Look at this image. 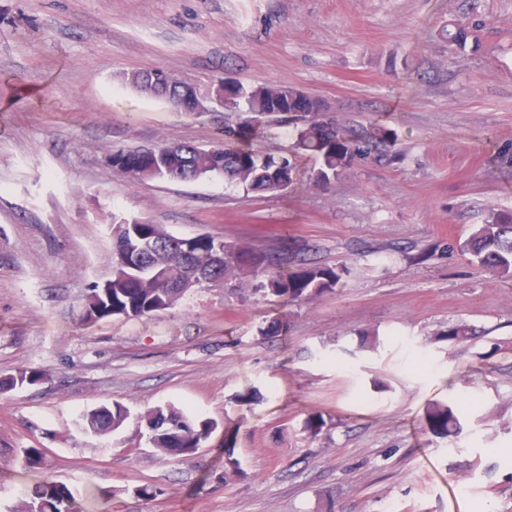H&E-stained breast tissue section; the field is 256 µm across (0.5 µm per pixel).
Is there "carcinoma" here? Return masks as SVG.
Masks as SVG:
<instances>
[{"label": "carcinoma", "mask_w": 512, "mask_h": 512, "mask_svg": "<svg viewBox=\"0 0 512 512\" xmlns=\"http://www.w3.org/2000/svg\"><path fill=\"white\" fill-rule=\"evenodd\" d=\"M448 43L460 48L469 37L468 24H448ZM299 89L286 83L246 87L240 82L224 84V106L247 114L237 126H224V143L202 148L189 144L166 145L145 150L118 149L112 152V169L137 183L145 180L186 182L211 174L252 192L280 194L294 181L298 159L315 161L311 179L317 186L350 169L357 161L370 159L390 166L398 158L395 134L375 122L365 130L339 123L327 112L321 99L297 111L294 99ZM272 118L294 128L291 157H275L242 145L262 122ZM158 224H140L123 216H112V278L105 288L94 287L84 304V318L92 323L122 317L138 320L173 307L187 292L216 283L231 274H264L249 282V290L262 298L289 302L307 301L336 290L344 268L300 264L284 271L288 254L257 252L247 246L224 245L216 251V237L202 235L185 247ZM471 261L500 278H512V210L493 211L462 245ZM41 373L23 369L0 377V392L33 386ZM128 409L114 403L98 406L82 415L80 426L100 434L119 429L128 419ZM158 451L184 457L195 454L217 429L211 419L190 420L174 405L158 406L140 416ZM434 432L447 435L457 428L449 409L437 407L430 415ZM16 512H78L77 493L69 486L45 481L33 488Z\"/></svg>", "instance_id": "1"}]
</instances>
